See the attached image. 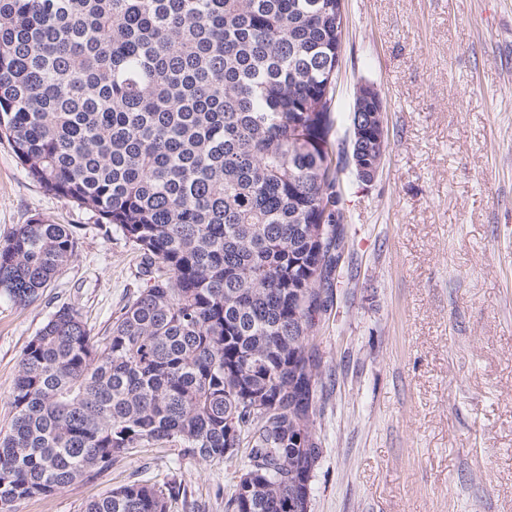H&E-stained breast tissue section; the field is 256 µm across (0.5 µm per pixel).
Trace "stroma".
Returning a JSON list of instances; mask_svg holds the SVG:
<instances>
[{
  "instance_id": "1",
  "label": "stroma",
  "mask_w": 512,
  "mask_h": 512,
  "mask_svg": "<svg viewBox=\"0 0 512 512\" xmlns=\"http://www.w3.org/2000/svg\"><path fill=\"white\" fill-rule=\"evenodd\" d=\"M384 102L373 182L340 174L344 247L313 329L332 393L309 512H512V0H345L331 151L349 150L361 84ZM42 218L74 258L27 304L0 295V433L20 355L60 307L107 333L145 285L139 253L93 212L42 189L0 139V243ZM237 461L168 443L133 449L17 512H84L112 489L180 483L170 512H224Z\"/></svg>"
}]
</instances>
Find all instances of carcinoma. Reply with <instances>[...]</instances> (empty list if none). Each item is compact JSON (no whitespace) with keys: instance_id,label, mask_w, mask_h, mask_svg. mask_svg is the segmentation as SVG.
<instances>
[{"instance_id":"carcinoma-1","label":"carcinoma","mask_w":512,"mask_h":512,"mask_svg":"<svg viewBox=\"0 0 512 512\" xmlns=\"http://www.w3.org/2000/svg\"><path fill=\"white\" fill-rule=\"evenodd\" d=\"M344 0H0V137L46 192L141 253L146 285L94 337L59 308L27 343L0 437V512L175 443L244 449L226 512H288L317 465L307 330L342 256L327 147ZM381 101L354 102L351 156L380 165ZM64 224L0 244V294L34 300L73 258ZM132 482L85 512H168Z\"/></svg>"}]
</instances>
